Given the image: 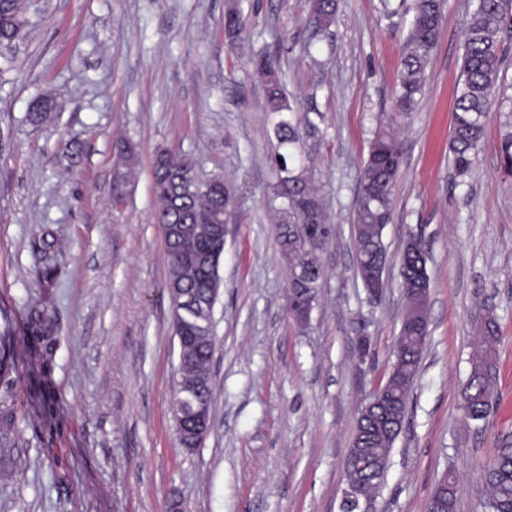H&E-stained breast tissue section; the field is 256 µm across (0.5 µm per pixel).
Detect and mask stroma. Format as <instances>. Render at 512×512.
<instances>
[{"instance_id":"35a3bbf8","label":"stroma","mask_w":512,"mask_h":512,"mask_svg":"<svg viewBox=\"0 0 512 512\" xmlns=\"http://www.w3.org/2000/svg\"><path fill=\"white\" fill-rule=\"evenodd\" d=\"M238 3L251 25L224 33ZM473 0H447L424 97L393 118L412 18L381 0H337L331 36L310 40L308 0H27L26 37L0 75V512H340L356 420L393 360L404 298L402 241L429 253L430 337L377 512H425L444 474L456 512H487L484 470L512 443V181L498 168L512 97V31L471 175L449 159L455 87ZM279 52L288 94L325 116L315 153L332 234L309 325L288 315L290 266L270 200L264 90L246 61ZM56 96L51 121L28 112ZM402 143L384 241L386 288L371 302L351 234L358 180L380 117ZM136 145L122 202L119 142ZM193 157L199 179L241 185L224 235L214 308L212 423L176 437L179 363L168 256L153 218L157 152ZM58 275L36 276L43 227ZM496 307L497 405L469 420L461 390L482 300ZM46 311L53 337L36 333ZM369 340L360 353L359 337Z\"/></svg>"}]
</instances>
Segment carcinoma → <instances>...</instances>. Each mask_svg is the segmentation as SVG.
<instances>
[{
  "label": "carcinoma",
  "instance_id": "1",
  "mask_svg": "<svg viewBox=\"0 0 512 512\" xmlns=\"http://www.w3.org/2000/svg\"><path fill=\"white\" fill-rule=\"evenodd\" d=\"M444 0H413L412 19L401 62L399 84L395 92L398 115L414 111L426 86L425 72L441 35ZM336 0H309V19L314 34L331 30L336 24ZM512 24V0H476L465 27L461 55L460 80L454 101V125L449 152L455 176L470 174L485 132L489 96L500 76L501 42L498 34ZM248 18L232 4L224 15V31L240 37ZM26 20L22 0H0V43L15 45L25 38ZM252 72L264 86V111L270 125V160L276 178L275 209L279 214V238L288 253L292 284L288 292V313L306 326L313 306L322 270L312 256L307 235H330L322 199L309 166L313 146L307 139L319 132L299 102L285 91L280 58L267 51L252 54L247 60ZM55 99L43 95L33 102L31 120L36 124L52 118ZM402 148L399 140L379 129L363 163L355 199L352 231L356 247V273L363 288H380L384 282L388 253L384 231L391 222L393 190ZM500 167L512 175V128L505 131L500 145ZM195 161L160 152L153 164L152 178L156 198L154 220L160 224L169 258L168 291L173 311L178 313L184 335L194 340L182 342V375L209 371L213 354L207 317L199 309L186 313L184 294L199 298L209 295L213 280L219 276L224 243L201 229L209 225L215 211L224 218L235 216L240 187L217 175L210 181L222 187L216 197L206 183L193 176ZM426 251L403 246L399 260L400 285L413 287L420 271L428 267ZM477 324L480 345L472 355L471 371L461 397L466 416L473 421L486 419L493 408L497 378L496 343L500 325L495 307L482 306ZM429 325L428 301L406 294L405 311L400 324L394 360L386 381L372 394L369 412L356 423L351 448L346 458V480L354 490L376 493L383 483L389 454L401 433L410 397L418 377L425 346L416 341L419 328ZM488 491L486 506L491 512H512V445L505 443L484 470ZM435 512H455L456 488L451 477H444L426 503Z\"/></svg>",
  "mask_w": 512,
  "mask_h": 512
}]
</instances>
